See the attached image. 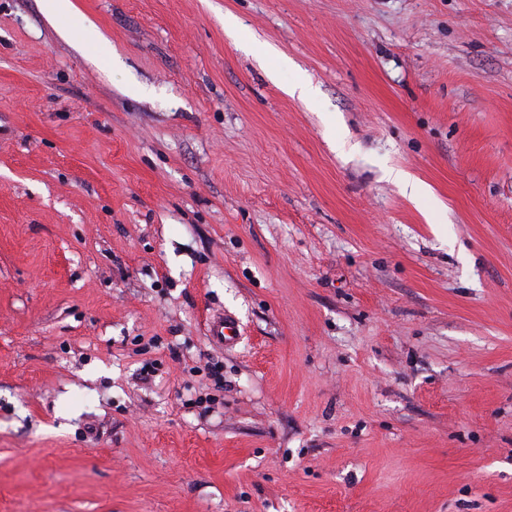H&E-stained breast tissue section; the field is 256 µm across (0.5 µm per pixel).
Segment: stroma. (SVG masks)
I'll use <instances>...</instances> for the list:
<instances>
[{
  "instance_id": "stroma-1",
  "label": "stroma",
  "mask_w": 512,
  "mask_h": 512,
  "mask_svg": "<svg viewBox=\"0 0 512 512\" xmlns=\"http://www.w3.org/2000/svg\"><path fill=\"white\" fill-rule=\"evenodd\" d=\"M70 2L0 0V512H512V0Z\"/></svg>"
}]
</instances>
